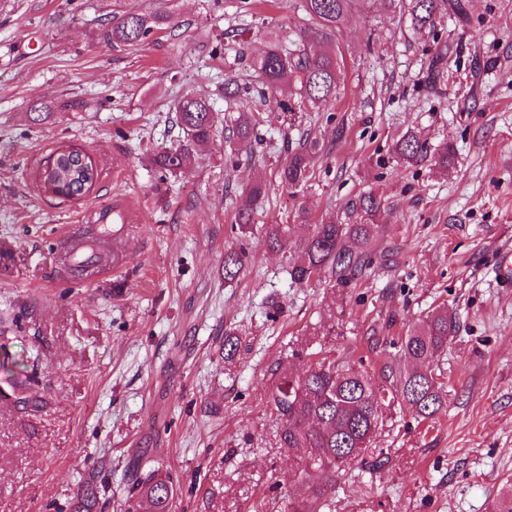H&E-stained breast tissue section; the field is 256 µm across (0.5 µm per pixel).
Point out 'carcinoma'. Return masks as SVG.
Listing matches in <instances>:
<instances>
[{"instance_id": "obj_1", "label": "carcinoma", "mask_w": 512, "mask_h": 512, "mask_svg": "<svg viewBox=\"0 0 512 512\" xmlns=\"http://www.w3.org/2000/svg\"><path fill=\"white\" fill-rule=\"evenodd\" d=\"M170 0H156L148 12H128L101 24L103 39L124 46H138L158 30L177 25L168 6ZM309 25L300 30L301 40L286 48L278 39L269 42L268 50L252 62L259 79L264 101H271L272 112H293L295 108L276 98V92L287 83L299 85L301 102L327 107L338 98L337 71L340 70L337 34L349 14L353 0H302ZM439 0H409L412 26L421 31L437 25ZM176 124L181 131L179 143L151 157L152 165L163 175H173L194 155L211 142L217 129L218 116L209 98L187 94L174 104ZM257 112L242 110L232 120V138L239 148L251 145ZM317 144L302 141L288 150L281 169L285 185L295 189L309 180L310 154ZM396 155L414 164L434 161L448 167L451 146L433 153L426 140L414 132L403 135L394 145ZM380 201L371 194L361 195L346 206V224L328 221L311 225L307 238L297 247L290 275L302 286L324 269L341 284L358 276L371 263L368 247L374 240ZM270 248L285 249L290 245V227L270 224L266 228ZM356 242L354 251L347 241ZM247 262L243 249L224 251V282L235 281ZM457 318L446 310L433 312L420 326H411L401 337L398 357L382 368L383 382L354 368L349 362L327 364L313 361L305 374L297 378L283 375L273 394L274 411L282 423L280 444L283 448H303L307 452L305 468L317 470L323 483L311 489L307 499L291 504L292 512H324L328 494L336 484V472L346 465L360 463L375 466L372 444L383 423L385 402H397L424 420L434 418L447 399L440 382L438 361L455 336ZM99 487L90 477L70 512H96ZM175 488L172 479H159L149 473L136 479L126 512H172Z\"/></svg>"}]
</instances>
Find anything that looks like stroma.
<instances>
[{"label": "stroma", "mask_w": 512, "mask_h": 512, "mask_svg": "<svg viewBox=\"0 0 512 512\" xmlns=\"http://www.w3.org/2000/svg\"><path fill=\"white\" fill-rule=\"evenodd\" d=\"M299 3L174 0L181 27L132 48L100 40L98 22L155 0H0V314L15 320L0 344L25 362L0 368V512H64L94 469L107 486L97 512H125L143 455L176 480L174 512H288L304 457L280 445L278 372L302 373L314 354L378 375L438 308L460 323L438 362L446 405L425 422L386 407L374 446L387 463L341 471L327 512H491L512 483V0H466L467 21L444 12L432 32L373 0L338 36L334 107L295 123L263 112L249 153L217 131L167 178L149 162L178 142L171 107L185 94L227 122L261 109L255 92L225 100L224 77L255 82L249 63L270 38L298 39ZM43 102L55 114L32 124ZM409 131L452 144L448 168L396 158ZM306 138L311 179L286 188V145ZM68 145L100 171L77 201L38 182ZM257 180L268 194L243 237L236 214ZM369 192L383 206L370 268L345 286L327 271L292 284L263 225L297 241ZM71 233L83 244L67 252ZM232 246L248 263L228 284ZM94 250L107 261L79 268Z\"/></svg>", "instance_id": "35a3bbf8"}]
</instances>
